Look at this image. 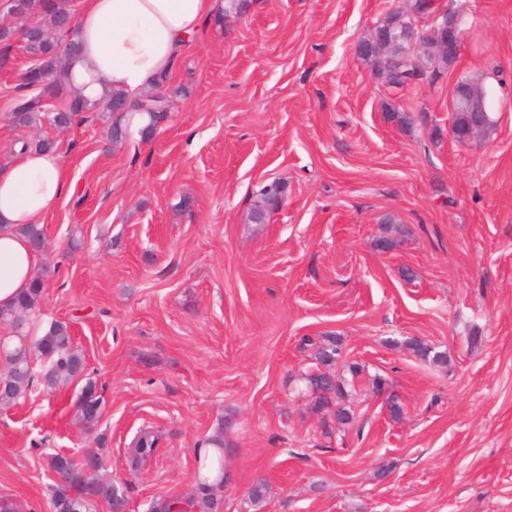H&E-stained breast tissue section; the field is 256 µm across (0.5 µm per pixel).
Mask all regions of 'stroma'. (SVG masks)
Segmentation results:
<instances>
[{"label": "stroma", "mask_w": 512, "mask_h": 512, "mask_svg": "<svg viewBox=\"0 0 512 512\" xmlns=\"http://www.w3.org/2000/svg\"><path fill=\"white\" fill-rule=\"evenodd\" d=\"M438 2L467 8L472 32L441 78L395 90L358 46L397 0H248L179 59L165 86L185 93L153 135L119 145L100 120L14 126L31 58L16 43L0 63V164L49 139L76 184L45 222L39 314L69 323L103 395L101 475L129 512L189 494L225 420L220 512H512V0ZM490 72L495 127L457 142L451 88ZM273 180L284 207L248 223ZM394 224L408 233L382 248ZM324 336L342 341L338 372L364 369L355 424L330 438L298 381ZM81 387L0 406V497L21 512L52 510L49 455L93 445ZM145 425L161 440L132 475Z\"/></svg>", "instance_id": "stroma-1"}]
</instances>
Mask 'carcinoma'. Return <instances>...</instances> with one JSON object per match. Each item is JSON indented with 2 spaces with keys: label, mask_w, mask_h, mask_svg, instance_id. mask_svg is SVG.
Returning a JSON list of instances; mask_svg holds the SVG:
<instances>
[{
  "label": "carcinoma",
  "mask_w": 512,
  "mask_h": 512,
  "mask_svg": "<svg viewBox=\"0 0 512 512\" xmlns=\"http://www.w3.org/2000/svg\"><path fill=\"white\" fill-rule=\"evenodd\" d=\"M73 0H7L5 9L10 23L0 27V42L9 44L17 37L25 42L24 49L32 57V65L21 77L23 93L14 100L10 119L19 127H36L42 122L64 128L73 119L85 121L90 117L111 120L110 136L120 141L125 135L121 125L126 108L150 104L158 99H170L163 89L164 80L153 83L148 91L135 101L119 93H109L100 101L89 105L71 86L66 62L78 51L76 35L70 32L66 21L71 19ZM37 19L40 29L29 30L31 19ZM382 62L391 72L389 86L401 89L420 78L421 71L431 73V79L446 73L451 62L446 56L409 52L401 42L390 43L382 56ZM51 76V82L40 84L42 74ZM470 100L462 99L454 116V138L469 140L475 113L469 111ZM285 197V187L278 185L273 193L259 192V201L249 220L263 224L271 213L278 210V202ZM31 244L38 247L46 240V229L41 224H26L19 228ZM47 273L36 274L31 288L9 310L0 309V330L4 338L0 347L6 352V361L0 370V405H11L25 399L36 381L46 391L70 383L84 372L85 358L74 345L69 324L50 321L40 326L32 346H26L27 325L24 316L34 315L39 309L45 288ZM413 352L435 365L447 362V356L434 351L419 340L410 342ZM341 357V340L328 336L314 348V360L310 370L301 375L305 390L312 396V410L321 415L322 433L330 436L336 429L342 430L354 422L353 412L341 406L345 399L344 380L336 375L334 367ZM48 360V370L40 377L30 372L31 359ZM103 407V396L95 381L88 378L81 395L74 404L77 420L87 429H94L99 422ZM157 438L150 431H142L134 438L128 456L130 467L138 469L141 462L154 453ZM49 467L57 475V483L51 486L53 512H94L97 504L107 503L111 512H120L126 498L114 484L101 491L92 484L91 473L104 466L101 454L86 452L79 460L55 454L48 459ZM219 507L214 485L205 478H197L193 491L180 498H160L153 502L150 512H217Z\"/></svg>",
  "instance_id": "obj_1"
}]
</instances>
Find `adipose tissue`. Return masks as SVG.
I'll use <instances>...</instances> for the list:
<instances>
[{
    "label": "adipose tissue",
    "mask_w": 512,
    "mask_h": 512,
    "mask_svg": "<svg viewBox=\"0 0 512 512\" xmlns=\"http://www.w3.org/2000/svg\"><path fill=\"white\" fill-rule=\"evenodd\" d=\"M219 9L218 0H81L70 79L91 102L107 88L137 98ZM74 190L55 150L22 149L0 166V309L27 292L43 263L19 226L44 223Z\"/></svg>",
    "instance_id": "ef3b65f1"
}]
</instances>
